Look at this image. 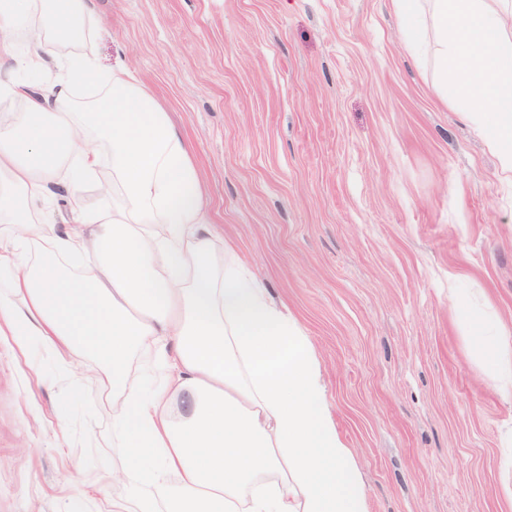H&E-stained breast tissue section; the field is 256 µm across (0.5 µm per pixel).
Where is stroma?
I'll list each match as a JSON object with an SVG mask.
<instances>
[{"label": "stroma", "instance_id": "35a3bbf8", "mask_svg": "<svg viewBox=\"0 0 512 512\" xmlns=\"http://www.w3.org/2000/svg\"><path fill=\"white\" fill-rule=\"evenodd\" d=\"M74 52L123 61L203 180L213 247L300 322L369 512H512V405L449 287L512 322V185L405 46L391 0H96ZM62 406L0 336V512H121L112 387L93 353Z\"/></svg>", "mask_w": 512, "mask_h": 512}]
</instances>
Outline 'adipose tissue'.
<instances>
[{
  "label": "adipose tissue",
  "instance_id": "adipose-tissue-1",
  "mask_svg": "<svg viewBox=\"0 0 512 512\" xmlns=\"http://www.w3.org/2000/svg\"><path fill=\"white\" fill-rule=\"evenodd\" d=\"M94 12L95 0H0V99L23 106L0 111V223L11 227L0 246V335L22 352L40 345L69 400L83 393L76 350L109 365L129 512H368L311 342L232 249L213 252L205 190L167 112L126 69L59 55L31 22L65 31ZM97 81L108 95L75 111L76 84ZM102 143L112 178L96 189L108 206H72L57 231L43 215L96 181ZM451 307L512 405V329L465 297L452 295ZM145 346L147 388L129 369Z\"/></svg>",
  "mask_w": 512,
  "mask_h": 512
}]
</instances>
